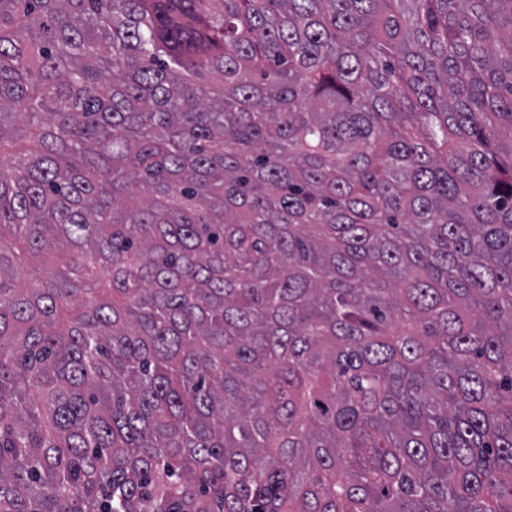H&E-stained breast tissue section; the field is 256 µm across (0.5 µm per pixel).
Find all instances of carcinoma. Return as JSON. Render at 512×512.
Listing matches in <instances>:
<instances>
[{
  "instance_id": "obj_1",
  "label": "carcinoma",
  "mask_w": 512,
  "mask_h": 512,
  "mask_svg": "<svg viewBox=\"0 0 512 512\" xmlns=\"http://www.w3.org/2000/svg\"><path fill=\"white\" fill-rule=\"evenodd\" d=\"M0 512H512V0H0Z\"/></svg>"
}]
</instances>
